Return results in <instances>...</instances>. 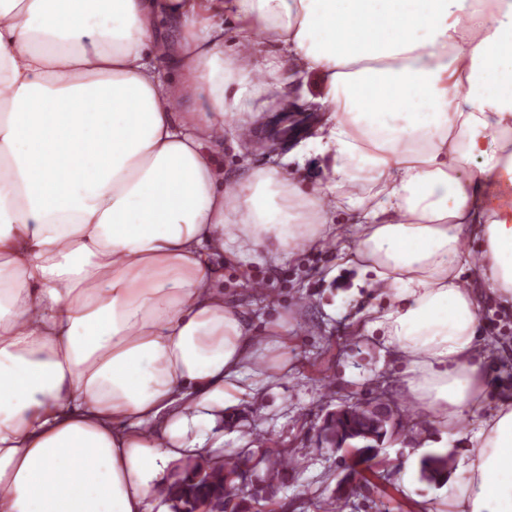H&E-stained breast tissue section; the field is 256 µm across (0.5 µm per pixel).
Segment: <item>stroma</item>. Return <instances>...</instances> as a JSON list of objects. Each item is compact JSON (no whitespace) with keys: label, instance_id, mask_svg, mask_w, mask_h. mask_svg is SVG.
Listing matches in <instances>:
<instances>
[{"label":"stroma","instance_id":"35a3bbf8","mask_svg":"<svg viewBox=\"0 0 512 512\" xmlns=\"http://www.w3.org/2000/svg\"><path fill=\"white\" fill-rule=\"evenodd\" d=\"M292 122L303 124L298 139H285L278 113L266 115L267 135L251 140L225 134L217 147L225 183L253 171L277 168L308 193L318 190L327 159L310 153L305 162L288 161L298 144L310 142L327 116L317 103L314 78H297L287 86ZM351 208L331 212L335 241L274 262H240L224 267V296L238 304L254 323L258 364L224 398V453L286 450L291 466L261 512H317L320 500L335 494L351 473L343 452L320 447L317 431L324 418L342 404L388 390L402 400L406 384L403 358L385 347L381 331H368L369 311L385 307L379 289L358 286V267L344 258L357 247ZM477 355L486 385L487 409L512 391V304L482 292ZM477 429L474 418L459 419L450 431L425 423L415 432L384 440L378 464L353 475L356 488L342 512H425L442 504L468 474L463 458ZM447 453L452 467L445 484L423 480L421 459ZM410 468L409 483L399 474Z\"/></svg>","mask_w":512,"mask_h":512}]
</instances>
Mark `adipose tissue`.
I'll return each mask as SVG.
<instances>
[{
    "label": "adipose tissue",
    "instance_id": "1",
    "mask_svg": "<svg viewBox=\"0 0 512 512\" xmlns=\"http://www.w3.org/2000/svg\"><path fill=\"white\" fill-rule=\"evenodd\" d=\"M482 2L0 0V512H153L173 471L217 457L256 357L215 259L321 244L362 182L352 259L389 296L370 329L417 410L480 417L445 512H512V395L481 415L462 278L512 299V0ZM310 72L326 185L225 184L215 144Z\"/></svg>",
    "mask_w": 512,
    "mask_h": 512
}]
</instances>
